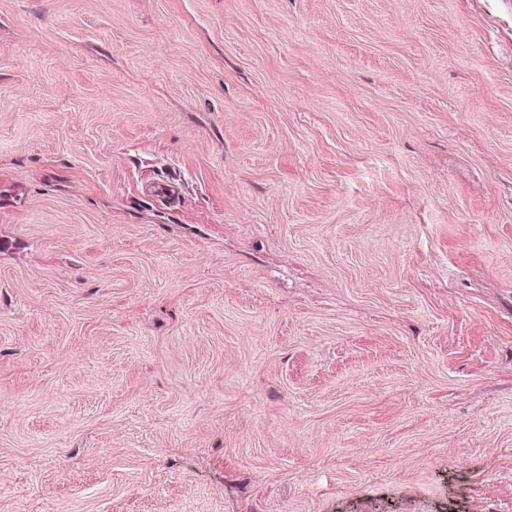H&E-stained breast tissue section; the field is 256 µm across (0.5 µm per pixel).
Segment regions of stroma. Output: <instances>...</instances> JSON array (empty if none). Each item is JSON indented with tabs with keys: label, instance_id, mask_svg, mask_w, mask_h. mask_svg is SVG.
I'll use <instances>...</instances> for the list:
<instances>
[{
	"label": "stroma",
	"instance_id": "35a3bbf8",
	"mask_svg": "<svg viewBox=\"0 0 512 512\" xmlns=\"http://www.w3.org/2000/svg\"><path fill=\"white\" fill-rule=\"evenodd\" d=\"M0 512H512V0H0Z\"/></svg>",
	"mask_w": 512,
	"mask_h": 512
}]
</instances>
